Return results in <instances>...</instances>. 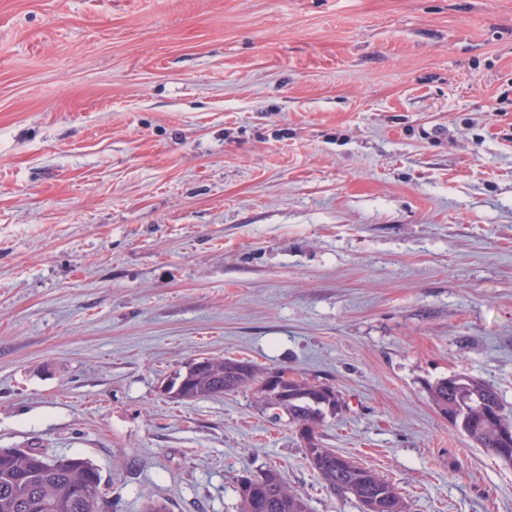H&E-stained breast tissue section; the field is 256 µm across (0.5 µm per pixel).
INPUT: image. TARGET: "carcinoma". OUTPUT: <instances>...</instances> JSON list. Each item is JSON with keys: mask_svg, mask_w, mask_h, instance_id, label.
<instances>
[{"mask_svg": "<svg viewBox=\"0 0 512 512\" xmlns=\"http://www.w3.org/2000/svg\"><path fill=\"white\" fill-rule=\"evenodd\" d=\"M268 371L248 360L210 358V370L200 371L188 365L183 377L187 385L177 393L181 400H198L250 388L268 409L288 416V423L319 428L323 409L338 408L339 395L334 387L295 378L288 386V398L278 397L267 387ZM433 405L452 426L480 448L512 466V441H503V431H512V418L503 410L494 388L466 374H453L429 387ZM309 466L334 493L362 502L369 493L382 496L379 512H407L397 488L333 448L322 438L315 444H302ZM250 483L264 488L267 512H307L305 500L288 489L278 471L268 467L251 473ZM239 512H253L249 487L236 481ZM105 501L99 470L80 457L47 458L30 449L0 454V512H100Z\"/></svg>", "mask_w": 512, "mask_h": 512, "instance_id": "1", "label": "carcinoma"}]
</instances>
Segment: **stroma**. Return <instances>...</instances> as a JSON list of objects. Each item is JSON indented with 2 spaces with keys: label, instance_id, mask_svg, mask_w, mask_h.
Masks as SVG:
<instances>
[{
  "label": "stroma",
  "instance_id": "obj_1",
  "mask_svg": "<svg viewBox=\"0 0 512 512\" xmlns=\"http://www.w3.org/2000/svg\"><path fill=\"white\" fill-rule=\"evenodd\" d=\"M333 386L327 447L408 512H512L428 387L512 417V0H0V448L89 460L102 512L329 492L253 390ZM209 371H200L189 364L180 378H187V385L181 389L186 379L180 380L176 392L181 400H198L208 397L236 392L242 388L254 389L258 399L265 408L274 409L288 416V423L293 425H311L317 431L323 421V409L335 411L340 401L334 387L311 382L307 378H295L288 386V376H283L288 368L279 367L280 371L261 370L248 360L208 358ZM269 372V373H268ZM268 374V376H267ZM276 389L288 399L279 398ZM288 390L289 393H288ZM250 474V486L259 484L264 488L265 493L264 495L258 489L253 491L254 506L258 510L257 512H307L305 500L288 489V485L275 468L268 467L263 471L250 472ZM250 486H245L239 477L237 478L235 489L238 494L239 512H254ZM265 496L269 503L267 509Z\"/></svg>",
  "mask_w": 512,
  "mask_h": 512
}]
</instances>
